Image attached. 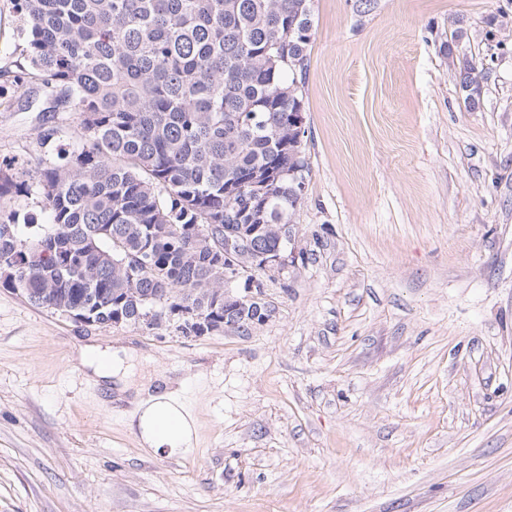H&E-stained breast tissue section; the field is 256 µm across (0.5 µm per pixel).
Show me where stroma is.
I'll use <instances>...</instances> for the list:
<instances>
[{
    "instance_id": "1",
    "label": "stroma",
    "mask_w": 512,
    "mask_h": 512,
    "mask_svg": "<svg viewBox=\"0 0 512 512\" xmlns=\"http://www.w3.org/2000/svg\"><path fill=\"white\" fill-rule=\"evenodd\" d=\"M313 0L294 261L250 334L87 326L0 286V512H512V0ZM23 42L0 0V70ZM485 59L468 107L452 57ZM44 100L0 91L27 175ZM129 350L192 417L143 448L132 396L80 365Z\"/></svg>"
}]
</instances>
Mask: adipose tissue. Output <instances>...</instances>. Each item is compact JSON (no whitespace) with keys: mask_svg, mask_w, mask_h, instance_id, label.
<instances>
[{"mask_svg":"<svg viewBox=\"0 0 512 512\" xmlns=\"http://www.w3.org/2000/svg\"><path fill=\"white\" fill-rule=\"evenodd\" d=\"M77 359L94 374L117 379L121 392H133L137 402L136 434L143 446L169 456L191 448L194 425L171 394L154 390L152 384L130 380L124 359L112 351L84 348Z\"/></svg>","mask_w":512,"mask_h":512,"instance_id":"1","label":"adipose tissue"}]
</instances>
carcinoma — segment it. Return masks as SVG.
<instances>
[{"label": "carcinoma", "mask_w": 512, "mask_h": 512, "mask_svg": "<svg viewBox=\"0 0 512 512\" xmlns=\"http://www.w3.org/2000/svg\"><path fill=\"white\" fill-rule=\"evenodd\" d=\"M24 25L17 84L75 114V147L35 185L0 163V198L33 193L50 223L0 208V285L99 325L168 313L169 295L243 334L251 305L224 295L230 224H288L308 170L303 111L312 0H13ZM465 103L488 80L457 59ZM259 173L258 195L228 188ZM252 254L282 240L258 231Z\"/></svg>", "instance_id": "cac0c4a2"}]
</instances>
